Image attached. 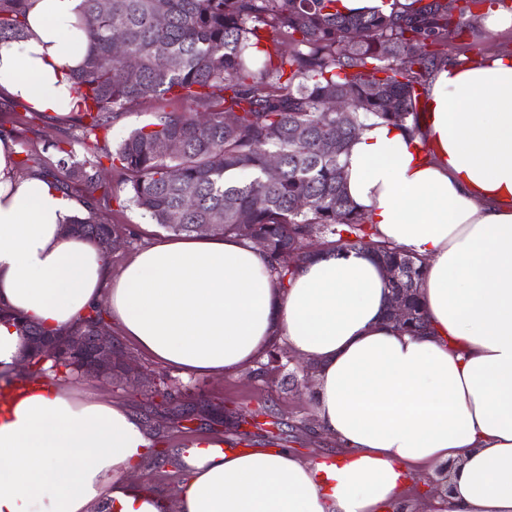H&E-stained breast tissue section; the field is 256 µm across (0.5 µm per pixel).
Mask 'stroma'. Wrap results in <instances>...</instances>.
I'll return each instance as SVG.
<instances>
[{
	"label": "stroma",
	"instance_id": "35a3bbf8",
	"mask_svg": "<svg viewBox=\"0 0 512 512\" xmlns=\"http://www.w3.org/2000/svg\"><path fill=\"white\" fill-rule=\"evenodd\" d=\"M511 50L512 27L490 32L476 16L469 17L462 32L448 36V54L454 58L474 59ZM162 109L183 112L187 106L151 99L128 109L112 122L108 135L100 138L99 151L115 148ZM78 132L75 113L36 116L27 110L25 101L0 92V136L11 139L18 154L31 152L39 155L44 165H54L56 154L50 143L73 138ZM100 181L109 188V195L89 197L83 185L65 177L60 187L81 202H94L98 219L119 226L122 240L110 256L117 272L137 251L167 238L168 233L127 201L117 172L105 169ZM112 339L120 351L117 362L122 372L109 381L76 373L67 382L80 396L130 408L150 429L154 450L165 462L159 467L146 463L140 477L159 493L174 497L182 477L179 454L202 438L233 442L241 438L249 448H287L306 461L335 457V441L316 427L313 385L287 358L270 363L261 376L252 366L233 375H187L159 364L120 334H113ZM165 392L199 404L200 419L186 422L172 416L162 403ZM445 488L436 471L427 467L417 470L407 489L410 512H436L439 494Z\"/></svg>",
	"mask_w": 512,
	"mask_h": 512
}]
</instances>
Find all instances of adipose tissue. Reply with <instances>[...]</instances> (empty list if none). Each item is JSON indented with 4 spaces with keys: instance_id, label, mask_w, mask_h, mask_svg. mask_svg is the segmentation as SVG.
<instances>
[{
    "instance_id": "adipose-tissue-1",
    "label": "adipose tissue",
    "mask_w": 512,
    "mask_h": 512,
    "mask_svg": "<svg viewBox=\"0 0 512 512\" xmlns=\"http://www.w3.org/2000/svg\"><path fill=\"white\" fill-rule=\"evenodd\" d=\"M82 0H26L23 38L0 43V90L74 111ZM0 139V307L64 333L104 304L122 336L184 373L253 364L277 338L314 369L320 429L342 452L185 449L178 512H401L414 470L451 464L443 512H512V55L441 63L420 118L367 121L343 158L350 200L380 239L423 258L427 329L386 316L369 250H322L278 288L264 250L233 235L163 241L113 273L67 231L79 210L20 174ZM151 436L123 406L37 376L0 402V512H168L126 481Z\"/></svg>"
}]
</instances>
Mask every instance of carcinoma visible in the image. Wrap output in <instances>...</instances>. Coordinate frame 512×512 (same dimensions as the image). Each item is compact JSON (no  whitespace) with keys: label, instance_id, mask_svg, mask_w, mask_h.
<instances>
[{"label":"carcinoma","instance_id":"obj_1","mask_svg":"<svg viewBox=\"0 0 512 512\" xmlns=\"http://www.w3.org/2000/svg\"><path fill=\"white\" fill-rule=\"evenodd\" d=\"M337 0H82L88 47L75 76L82 135L53 145L56 167L90 192L100 187L108 161L128 199L154 223L176 234L235 235L264 242L269 269L284 288L308 243L329 237L332 249L381 245L380 260L397 271L389 280L417 334L424 315L421 258L376 239L345 193L342 156L373 116L399 127L417 122L421 91L447 59L448 4L394 0L388 15H344ZM164 24L156 23L157 16ZM25 0H0V43L25 34ZM120 40L135 61L113 54ZM349 104L344 129L327 100ZM186 103L188 112L160 111L115 149L75 160L108 134L111 121L149 98ZM175 141L179 149L160 151ZM279 159L269 173V157ZM68 230L109 254L120 238L115 224L87 214ZM98 305L72 331L105 321ZM27 338L25 359L39 373L79 372L85 358L44 349L48 332L7 311Z\"/></svg>","mask_w":512,"mask_h":512}]
</instances>
